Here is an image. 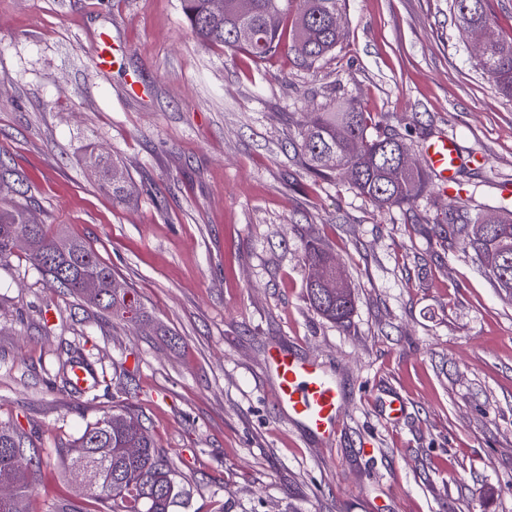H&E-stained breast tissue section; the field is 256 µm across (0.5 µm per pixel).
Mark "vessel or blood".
Returning <instances> with one entry per match:
<instances>
[{"mask_svg": "<svg viewBox=\"0 0 512 512\" xmlns=\"http://www.w3.org/2000/svg\"><path fill=\"white\" fill-rule=\"evenodd\" d=\"M424 158L438 188L451 192L460 164L456 142L439 137L427 144ZM267 365L275 375L272 397L276 406L311 437L333 443L347 413L341 383L315 359L281 346L269 349Z\"/></svg>", "mask_w": 512, "mask_h": 512, "instance_id": "obj_1", "label": "vessel or blood"}]
</instances>
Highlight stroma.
Returning a JSON list of instances; mask_svg holds the SVG:
<instances>
[{"mask_svg":"<svg viewBox=\"0 0 512 512\" xmlns=\"http://www.w3.org/2000/svg\"><path fill=\"white\" fill-rule=\"evenodd\" d=\"M451 4L346 0L335 53L309 70L200 44L181 0H0V202L90 246L144 312L126 322L50 288L26 251L0 264V422L50 459L29 512H89L58 461L121 399L118 364L179 467L173 512H512V295L449 245L435 186L380 210L298 149L309 113L352 98L415 164L456 139L472 211L512 209V102ZM102 32L109 74L90 62ZM90 148L122 162L128 201ZM310 240L354 288L345 323L309 303ZM275 344L343 384L332 451L274 404ZM76 365L96 386L73 384ZM85 163L97 169L102 175L103 186L112 193L113 201L122 202L128 195L127 176L120 165L107 156L91 151L85 156Z\"/></svg>","mask_w":512,"mask_h":512,"instance_id":"obj_1","label":"stroma"}]
</instances>
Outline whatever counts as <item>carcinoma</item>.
Segmentation results:
<instances>
[{"mask_svg":"<svg viewBox=\"0 0 512 512\" xmlns=\"http://www.w3.org/2000/svg\"><path fill=\"white\" fill-rule=\"evenodd\" d=\"M344 0H224V11L215 14L210 0H181L182 12L190 31L205 46H221L242 51L255 60H264L282 50L294 55L304 68L315 67L336 49L341 30L336 16ZM454 16L466 29L486 34V49L478 58L488 74L495 93L512 101V40L496 32L488 0H452ZM300 152L309 169L325 176L335 171L346 175L360 195L380 208L401 207L417 199L429 183V175L415 166L406 169L398 157L406 151L402 140L382 131V121H373L360 105L340 100L325 112H315L301 132ZM335 163L325 161L327 155ZM85 163L102 175L103 186L112 199L121 202L128 195L127 176L120 165L107 156L90 152ZM28 211L19 202L0 207V262L14 254L13 238L32 229L35 248L28 253L32 266L53 288L84 299L102 312L125 318L124 296L111 288L115 280L112 268L84 242L69 239L65 255L53 254L56 238L46 234L44 225L27 223ZM448 234L451 243L472 251L485 269L494 287L512 286V214L486 218L472 214L461 197L448 198ZM306 262L336 269V260L317 243L304 246ZM99 281V292L90 298L83 283ZM342 291L328 294L307 284L308 299L323 317L343 324L354 309V298L346 279ZM112 425L106 416L86 426L67 453L60 456V467L67 474L77 466L96 477L110 491L95 489L88 493L96 512H171L180 494L177 471L144 425L136 431L124 427V419L135 416L133 405L124 402L112 406ZM0 481L12 483L17 500L0 502V512H24V501L34 489L36 475L45 460L20 429L0 423ZM26 450L17 458L14 447Z\"/></svg>","mask_w":512,"mask_h":512,"instance_id":"1","label":"carcinoma"}]
</instances>
